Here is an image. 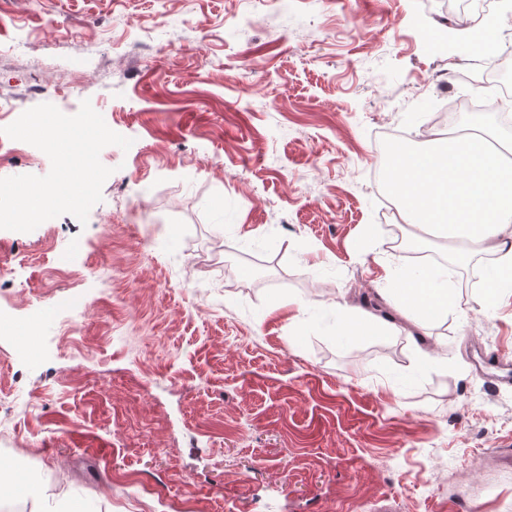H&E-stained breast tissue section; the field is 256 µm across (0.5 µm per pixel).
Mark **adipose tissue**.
<instances>
[{
    "label": "adipose tissue",
    "mask_w": 512,
    "mask_h": 512,
    "mask_svg": "<svg viewBox=\"0 0 512 512\" xmlns=\"http://www.w3.org/2000/svg\"><path fill=\"white\" fill-rule=\"evenodd\" d=\"M383 167L387 193L400 202L403 223L499 253L484 297L493 300L512 288V164L498 158L487 137H453L445 146L421 151L397 143ZM393 301L417 326L454 305L431 270L398 279Z\"/></svg>",
    "instance_id": "ef3b65f1"
}]
</instances>
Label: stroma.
<instances>
[{"mask_svg": "<svg viewBox=\"0 0 512 512\" xmlns=\"http://www.w3.org/2000/svg\"><path fill=\"white\" fill-rule=\"evenodd\" d=\"M435 0H0L3 135L82 100L129 149L87 222L0 229V504L31 512H512V297L422 334L387 289L376 139L434 146L490 88ZM179 53H166L168 44ZM136 55H129L130 46ZM395 324L340 341L364 299Z\"/></svg>", "mask_w": 512, "mask_h": 512, "instance_id": "stroma-1", "label": "stroma"}]
</instances>
